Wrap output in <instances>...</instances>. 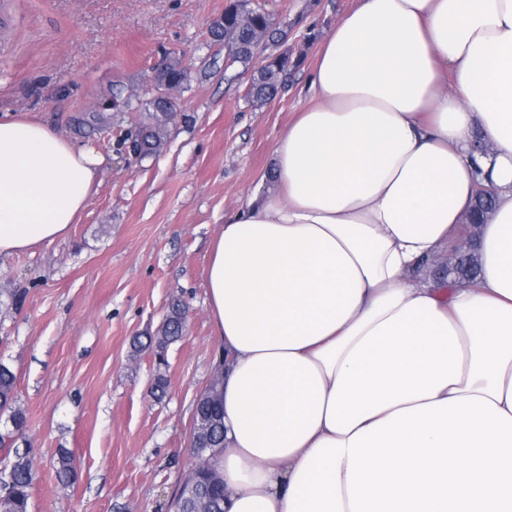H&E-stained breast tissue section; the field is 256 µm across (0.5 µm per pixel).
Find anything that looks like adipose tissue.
<instances>
[{"mask_svg":"<svg viewBox=\"0 0 512 512\" xmlns=\"http://www.w3.org/2000/svg\"><path fill=\"white\" fill-rule=\"evenodd\" d=\"M310 87L211 243L224 512H512V0H358ZM103 163L0 119V255L65 239ZM481 185L478 279H423Z\"/></svg>","mask_w":512,"mask_h":512,"instance_id":"obj_1","label":"adipose tissue"}]
</instances>
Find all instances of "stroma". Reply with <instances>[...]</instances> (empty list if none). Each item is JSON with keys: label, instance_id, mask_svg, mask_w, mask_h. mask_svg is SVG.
Masks as SVG:
<instances>
[{"label": "stroma", "instance_id": "stroma-1", "mask_svg": "<svg viewBox=\"0 0 512 512\" xmlns=\"http://www.w3.org/2000/svg\"><path fill=\"white\" fill-rule=\"evenodd\" d=\"M227 0H0V115L30 116L105 163L66 239L0 256V363L16 376L37 475L30 512H171L194 463L192 412L220 371L207 308L210 244L224 218L274 186L273 153L315 102L321 40L357 0H261L288 24L297 68L279 95L248 98L249 74L225 66L210 34ZM189 65L185 116L159 154L135 161L121 142L144 104L119 107L171 57ZM187 308L167 365L133 356L172 301ZM167 393L151 392L157 373ZM76 479L56 476L60 449Z\"/></svg>", "mask_w": 512, "mask_h": 512}]
</instances>
